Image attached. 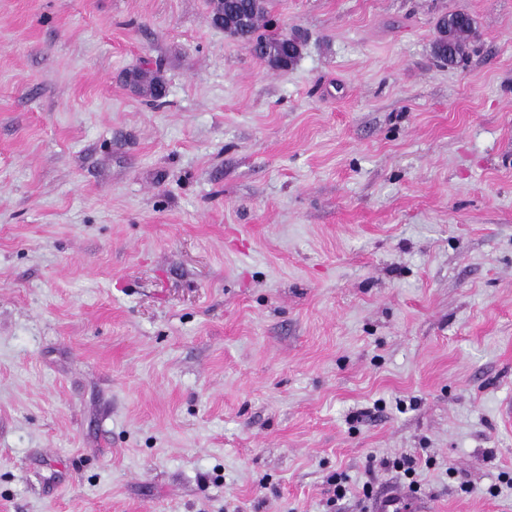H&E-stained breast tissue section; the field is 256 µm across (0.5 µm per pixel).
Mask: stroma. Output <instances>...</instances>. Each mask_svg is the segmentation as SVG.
I'll return each mask as SVG.
<instances>
[{
    "label": "stroma",
    "mask_w": 512,
    "mask_h": 512,
    "mask_svg": "<svg viewBox=\"0 0 512 512\" xmlns=\"http://www.w3.org/2000/svg\"><path fill=\"white\" fill-rule=\"evenodd\" d=\"M266 3L0 0V512H512V0ZM222 1L224 2V12L228 9L234 10L245 18L242 25L230 29V31L224 30L230 37L247 46H260L268 58L275 57L276 65L273 67L286 68L296 61L303 43L300 36L296 35L294 38V36L286 34L288 39L293 40L289 43L283 34L264 35L259 33L262 27L260 20L266 12L264 0H228L227 3L226 0ZM462 14L465 13L457 12L449 14V16L443 15L437 20L435 25L437 36L432 45L433 53L438 59L446 61L448 64H455L459 62L466 54V49L470 44V39H473L476 36L475 21L474 26L460 28L455 34L454 51L448 60V45L447 42L443 39V34L445 33V29L447 27L448 18Z\"/></svg>",
    "instance_id": "35a3bbf8"
}]
</instances>
